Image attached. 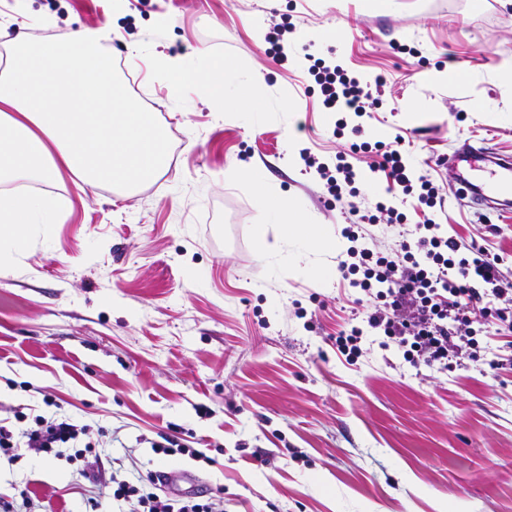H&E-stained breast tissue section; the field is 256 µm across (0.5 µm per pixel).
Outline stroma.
Here are the masks:
<instances>
[{
  "instance_id": "35a3bbf8",
  "label": "stroma",
  "mask_w": 512,
  "mask_h": 512,
  "mask_svg": "<svg viewBox=\"0 0 512 512\" xmlns=\"http://www.w3.org/2000/svg\"><path fill=\"white\" fill-rule=\"evenodd\" d=\"M293 23L288 65L267 55L270 27ZM64 40L110 32L118 76L158 112L171 162L135 192L91 188L62 173L68 210L0 254V419L45 401L84 426L101 450L93 485L66 458L21 449L0 461V494L28 491L41 512L113 507L111 477L186 471L224 512H512V345L497 340L447 370L415 368L367 336L347 364L336 351L345 250L282 238L266 222L244 165L293 211L340 236L354 220L301 157L337 156L360 173L353 205L410 204L371 173L374 153H351L337 114L297 94L304 53L335 57L382 104L364 139L411 140L416 174L439 186L437 222L503 256L512 280V207L460 198L441 161L463 142L512 157V101L500 91L512 59L507 0H0V28ZM232 65L234 96L261 80L259 105L224 111L201 88L173 91L152 62L205 56ZM267 224L266 242L253 227ZM206 461L155 454L163 438Z\"/></svg>"
}]
</instances>
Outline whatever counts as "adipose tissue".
<instances>
[{
  "mask_svg": "<svg viewBox=\"0 0 512 512\" xmlns=\"http://www.w3.org/2000/svg\"><path fill=\"white\" fill-rule=\"evenodd\" d=\"M106 32L80 29L64 41L0 34V251L16 247L31 225L46 223L64 205L49 192L62 172L89 187L134 189L170 163L156 113L128 94L113 73ZM157 71L173 88L191 82L217 105L233 110L255 103V88L225 100L230 69L208 58L188 70L176 59ZM262 211L283 235L320 241L314 224L290 215L289 203L270 185H258Z\"/></svg>",
  "mask_w": 512,
  "mask_h": 512,
  "instance_id": "obj_1",
  "label": "adipose tissue"
}]
</instances>
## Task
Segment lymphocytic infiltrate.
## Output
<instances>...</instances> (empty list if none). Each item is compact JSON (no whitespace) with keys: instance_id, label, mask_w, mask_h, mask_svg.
<instances>
[{"instance_id":"lymphocytic-infiltrate-1","label":"lymphocytic infiltrate","mask_w":512,"mask_h":512,"mask_svg":"<svg viewBox=\"0 0 512 512\" xmlns=\"http://www.w3.org/2000/svg\"><path fill=\"white\" fill-rule=\"evenodd\" d=\"M319 88L322 105L330 112L370 115L379 100L370 85L347 74L339 65L315 60L308 68ZM396 135L392 147L380 152L374 170L383 172L391 187L403 195H416L421 209L437 204V187L427 178L412 182L402 145ZM351 245L348 258L338 270L350 287L373 299L364 326L340 330L336 347L347 361L360 354L364 329L383 333L403 352L411 365L447 368L452 357L469 354L474 340L458 336L456 326L465 322L469 308L480 307L483 315L496 320L499 330L512 333V307L503 306L512 296V281L501 272L502 258L490 249L464 239L442 234L440 224L424 218L394 255L386 256L360 244V234L346 230ZM83 429L71 418L33 415L18 417L16 424L0 422V455L15 461L19 447L33 448L78 462L77 473L89 483L101 476L100 453L92 444H79ZM156 476L147 473L116 480L113 501L136 500L139 512H216L215 502L196 496L157 493Z\"/></svg>"}]
</instances>
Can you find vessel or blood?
I'll return each mask as SVG.
<instances>
[{"label":"vessel or blood","mask_w":512,"mask_h":512,"mask_svg":"<svg viewBox=\"0 0 512 512\" xmlns=\"http://www.w3.org/2000/svg\"><path fill=\"white\" fill-rule=\"evenodd\" d=\"M449 163L457 171L454 190L479 207L493 208L499 199L512 196V159L486 147L463 143Z\"/></svg>","instance_id":"vessel-or-blood-1"}]
</instances>
